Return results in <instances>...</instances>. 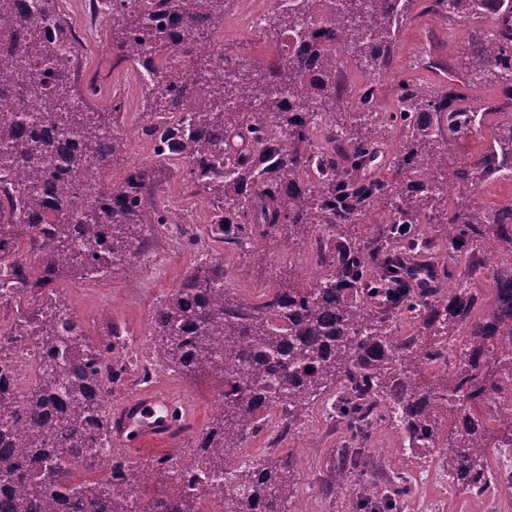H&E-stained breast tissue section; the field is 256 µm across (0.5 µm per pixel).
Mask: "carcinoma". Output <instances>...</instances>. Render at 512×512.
Listing matches in <instances>:
<instances>
[{
  "instance_id": "cac0c4a2",
  "label": "carcinoma",
  "mask_w": 512,
  "mask_h": 512,
  "mask_svg": "<svg viewBox=\"0 0 512 512\" xmlns=\"http://www.w3.org/2000/svg\"><path fill=\"white\" fill-rule=\"evenodd\" d=\"M313 0H288L271 14L268 25L275 60L259 67L197 55L227 0H157L156 16L178 26L175 44L186 72L161 73V90L146 86L145 107L160 115L154 127L158 157L194 160L190 182L209 197L210 232L245 255L258 252L252 242L274 240L282 231L292 238L311 227L326 236L315 257L323 268L318 281L295 276L272 287L267 299L250 303L224 285V264L207 259L196 265L152 321L153 354L181 373L201 372L222 385V410L201 437L198 475L182 483L170 475L169 493L137 507L134 487H147L156 472L169 470V456L152 460L146 481L116 487L96 472V458L112 442L108 403L112 384L124 363L112 365L105 379L97 361L102 348L87 343L74 316L49 298L34 316H20L0 335V351L31 339L46 354L38 383L23 395L7 392L0 381V478L24 489L20 496L0 493V512H197L194 483L224 479V512H287L288 472L277 467L240 466L226 475L224 463L240 458L248 427L263 407L288 405V424L305 418L307 408L332 385L370 391V402L349 396L336 400V422L352 443L351 459H340L342 494L352 467L362 457L374 425L372 409L397 410L412 457L426 459L427 442L448 424V451L438 460L449 486L482 496L488 489L486 450L512 443V415L481 406L496 399L512 378V355L502 350L469 360L460 372L433 373L430 364L466 330V346L488 347L492 331L512 336V203L493 212L477 203L448 200V188L477 186L512 170V120L491 130L487 150L454 160L439 150L468 136L477 108L455 86L433 88L417 80L398 84L396 107L387 125L401 129L390 154L395 178H360L357 171L387 145L385 126L375 123L376 88L360 96L355 113L361 134L344 130L336 111V69L350 54L377 75L388 69L401 25L417 0H321L322 13L311 15ZM425 10L452 19L497 16L495 32L471 48L468 70L486 75L512 91V0H430ZM41 16L16 10L15 0H0V174L22 171L26 180L3 183L11 208L27 223H0V256L19 243V235L39 237L44 265L40 280L52 283L63 272L82 279L110 268L127 270L131 254L147 242L144 225L169 219L145 204L155 187L149 166L132 171L112 190L111 208H97L102 181L80 188L78 223L59 214L73 203L56 198V181L93 168L107 170L123 151L110 112L88 111L77 98L69 72L49 66L56 41L73 31L57 12L56 0H41ZM116 49L142 66L166 55L170 34L152 24V16L124 7L112 10ZM56 100L50 132L38 134L19 106H35L43 96ZM79 99L83 108L72 106ZM386 211V222L364 235L353 227L365 215ZM497 241L495 305L478 310L480 297L463 281L450 299L440 286L448 270L435 274L427 288L411 283L409 258L437 247L448 256L472 245ZM480 314H475V311ZM417 327V334L392 341V322ZM431 380L419 383L424 375ZM412 492L402 474L378 493L357 496L353 512H398Z\"/></svg>"
}]
</instances>
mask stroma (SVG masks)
Instances as JSON below:
<instances>
[{"label": "stroma", "mask_w": 512, "mask_h": 512, "mask_svg": "<svg viewBox=\"0 0 512 512\" xmlns=\"http://www.w3.org/2000/svg\"><path fill=\"white\" fill-rule=\"evenodd\" d=\"M65 12L75 30L93 29L98 41L97 50L81 53L76 62L77 68L85 73L84 78L74 82L77 91H85L88 76H98L100 90L91 98V106L108 112L112 109L113 98H120L123 102L120 124L130 127L134 113L144 109V95L141 86L127 80L133 71L132 64L112 53L111 20H91L78 0H72ZM265 16L264 0H238L232 14L216 21L213 41L222 45L226 59L259 65L272 60L273 50L264 27ZM495 26V20L490 16L474 23L460 18L450 20L432 12L404 23L398 32L391 68L376 78L381 87L380 107L391 106L399 80L415 76L438 87L452 82L466 86L477 107L504 100L505 95L497 83L488 79L472 80L465 67L474 32L490 34ZM150 163L155 166L160 181L159 194L165 200L166 209L183 218L179 224L158 226L153 240L145 246L149 253L165 251L166 260L162 266L148 272L141 280L120 270L106 273L95 281L83 279L76 283L67 275L57 279L58 284L68 289L63 303L80 317L83 333L93 345L98 344L99 336L91 318L101 310L127 333L150 330L156 310L199 260H223L226 280L242 298L249 285H274L279 278L295 271L292 257L307 246L305 240L283 238L264 243L260 254L249 257L215 240L208 232L212 209L209 200L190 187L181 163L156 162L151 145L136 134L129 135L125 151L114 158L109 171L113 185H120L135 166ZM147 390L165 393L185 403L186 420L172 436L165 452L174 457L192 458L193 440L206 430L219 410V388L215 381L205 375H179L146 381L140 373L132 371L113 385L112 405L120 407L126 400ZM339 436L337 428L324 426L311 432L301 443L289 437L272 447L264 436L255 435L247 439L246 446L262 462L294 455L292 498L304 502L309 512H352L357 484H349L347 491L336 497L324 492L337 463ZM374 441V446L366 448L360 468L365 480L380 484L386 477L404 471L408 460L403 456L401 434L389 423H380L375 428ZM427 464L428 473L413 480V491L403 512H425L426 505L431 503L437 504L442 512H495L492 499L449 487L447 477L435 469L436 458H429Z\"/></svg>", "instance_id": "stroma-1"}]
</instances>
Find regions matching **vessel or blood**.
<instances>
[{
  "instance_id": "1",
  "label": "vessel or blood",
  "mask_w": 512,
  "mask_h": 512,
  "mask_svg": "<svg viewBox=\"0 0 512 512\" xmlns=\"http://www.w3.org/2000/svg\"><path fill=\"white\" fill-rule=\"evenodd\" d=\"M180 407L168 397L144 393L113 413L112 432L123 446L148 449L167 444Z\"/></svg>"
}]
</instances>
